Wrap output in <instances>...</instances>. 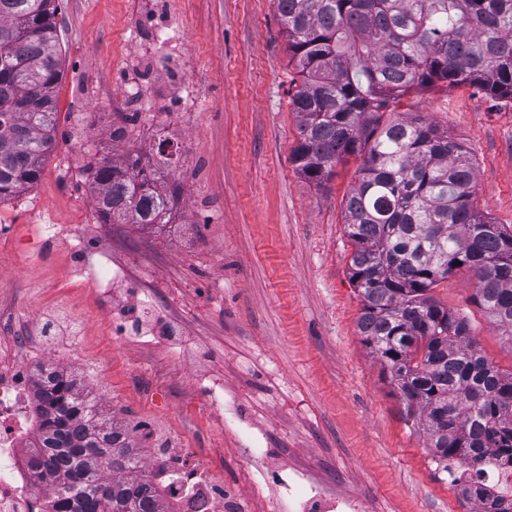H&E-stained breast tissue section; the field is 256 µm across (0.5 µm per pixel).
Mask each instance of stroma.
I'll list each match as a JSON object with an SVG mask.
<instances>
[{
    "label": "stroma",
    "instance_id": "obj_1",
    "mask_svg": "<svg viewBox=\"0 0 512 512\" xmlns=\"http://www.w3.org/2000/svg\"><path fill=\"white\" fill-rule=\"evenodd\" d=\"M63 75L57 146L37 183L0 204V360L45 349L89 398L136 425L137 448L164 442L204 453L270 512L279 487L259 468L312 470L363 499L366 512H457V489L435 473L425 434L392 394L357 328L362 298L342 214L357 160L324 185L291 161L299 139L275 0H59ZM171 41L151 40L153 28ZM143 90L133 105L123 88ZM448 130L476 166L475 203L512 228V103L462 86L406 96ZM135 122H128L131 113ZM123 129L113 139L114 129ZM168 141L179 188L163 226L104 224L93 157L155 155ZM63 238L46 247L41 227ZM82 250H73L75 241ZM121 279L96 282L101 263ZM466 316L472 339L502 370L512 339L474 304L475 279L457 270L434 290ZM139 309V330L112 323ZM173 324L193 356L144 334ZM218 379L274 453L245 460L236 437L199 394Z\"/></svg>",
    "mask_w": 512,
    "mask_h": 512
}]
</instances>
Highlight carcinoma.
<instances>
[{
    "instance_id": "1",
    "label": "carcinoma",
    "mask_w": 512,
    "mask_h": 512,
    "mask_svg": "<svg viewBox=\"0 0 512 512\" xmlns=\"http://www.w3.org/2000/svg\"><path fill=\"white\" fill-rule=\"evenodd\" d=\"M56 0H0V203L35 184L57 138L62 77ZM299 140L291 159L321 184L359 159L344 199L358 329L396 397L425 430L436 469L467 512H512V370L490 362L466 321L432 295L464 268L474 302L512 337V231L480 211L466 147L419 112L416 91L469 85L512 102V0H277ZM104 224H162L177 190L128 152L89 164ZM35 393L38 465L55 512H163L129 428L55 365ZM112 471L113 478L105 477Z\"/></svg>"
}]
</instances>
